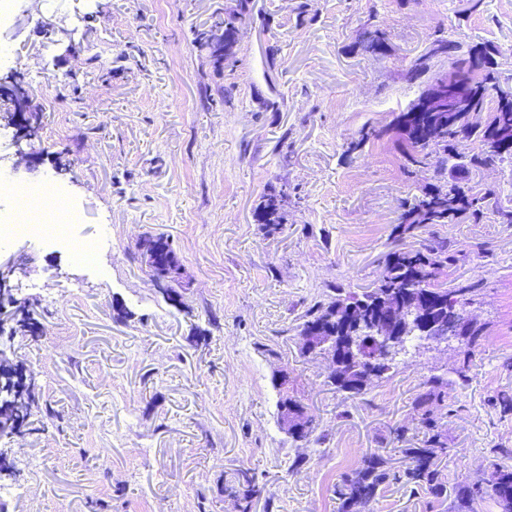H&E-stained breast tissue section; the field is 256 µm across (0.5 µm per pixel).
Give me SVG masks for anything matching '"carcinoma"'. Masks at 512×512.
Returning <instances> with one entry per match:
<instances>
[{"label": "carcinoma", "instance_id": "1", "mask_svg": "<svg viewBox=\"0 0 512 512\" xmlns=\"http://www.w3.org/2000/svg\"><path fill=\"white\" fill-rule=\"evenodd\" d=\"M245 11L246 6L242 4L240 11L224 15V41L212 42L204 32L198 35L199 47L207 50L214 62L222 63L224 54L237 42L239 24ZM499 53V47L489 42L471 44L439 40L433 45L429 56L445 55L451 60L452 70L445 77L468 84L469 108L465 112L445 114L419 111V106L434 91L435 84L432 83L420 93L408 111L397 115L396 126L412 148L409 153L412 164L424 165L434 152L442 155V161L451 158L456 166L463 168L478 169L512 159V91L500 88L495 68ZM493 97L497 98V103L487 121L475 119ZM465 142L478 144V151H460L459 146ZM493 196L491 189L478 196L453 184L446 188L437 184L426 187L404 211V230L418 224H479ZM287 198L288 193L284 189L263 196L259 221L273 230L279 229ZM448 260V245L442 242L432 243L423 251L392 252L386 257L384 274L376 287L361 293L340 292L328 303H316L307 311L300 332L328 324L329 317L350 301L365 304L362 329L369 330L376 321V302L389 297L395 302L402 301L406 312L414 310L421 319L435 310L449 322L463 323L460 336L472 346L479 340L481 329L467 320L464 311L475 286L469 284L448 289L434 283L437 271L448 265ZM15 315L18 316L17 329L21 332L35 335L41 330L40 323L26 303L16 306ZM17 373L15 368L3 374L5 382L0 385V390L15 395L18 403L15 430L19 431L28 418L29 390L25 383L14 379ZM443 387L442 377H432L428 389L416 401L421 411L420 422L429 430L437 427L433 413L434 407L443 401ZM401 452L408 459V465L402 470H394L385 459L372 455L345 474L334 490L339 512H371V504L377 495L391 484H402L416 491L425 490L438 499L448 497L447 483L437 463L438 455L448 453L440 434L430 436L422 447H406ZM228 490L237 499L241 512H251L252 500L261 492L255 477L247 472L239 473L237 484ZM484 497L494 500L502 512H512V468L494 463L486 485L458 487L450 502V512H473L476 501Z\"/></svg>", "mask_w": 512, "mask_h": 512}]
</instances>
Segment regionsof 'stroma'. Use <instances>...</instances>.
<instances>
[{
	"instance_id": "obj_1",
	"label": "stroma",
	"mask_w": 512,
	"mask_h": 512,
	"mask_svg": "<svg viewBox=\"0 0 512 512\" xmlns=\"http://www.w3.org/2000/svg\"><path fill=\"white\" fill-rule=\"evenodd\" d=\"M239 9L234 54L215 65L196 37ZM375 31L386 55L360 46ZM438 40L496 43L512 88V0H15L0 87L21 85L40 125L25 140L0 122V175L53 183L82 214L71 237L99 249L86 265L57 242L0 237V305L32 304L42 324L0 323L32 395L23 431L0 439V512H236L226 488L242 470L261 489L252 512H337L335 485L365 457L401 467L393 431L416 427L435 375L449 486L512 467V224L497 214L512 208V163L414 169L393 127L449 70L444 56L414 70ZM431 183L495 187L498 207L396 233ZM281 188L270 231L255 209ZM148 236L177 254L182 305L142 260ZM435 240L457 256L438 283L477 286L466 310L481 337H410L385 378L336 391L300 348L307 310ZM283 371L315 422L302 441L279 422ZM448 506L394 484L372 510Z\"/></svg>"
}]
</instances>
